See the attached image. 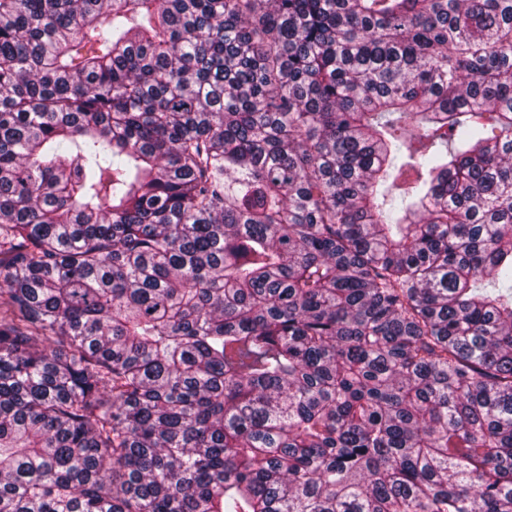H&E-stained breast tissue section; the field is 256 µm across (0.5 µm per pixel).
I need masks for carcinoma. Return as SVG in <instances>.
<instances>
[{
    "mask_svg": "<svg viewBox=\"0 0 512 512\" xmlns=\"http://www.w3.org/2000/svg\"><path fill=\"white\" fill-rule=\"evenodd\" d=\"M0 512H512V0H0Z\"/></svg>",
    "mask_w": 512,
    "mask_h": 512,
    "instance_id": "carcinoma-1",
    "label": "carcinoma"
}]
</instances>
